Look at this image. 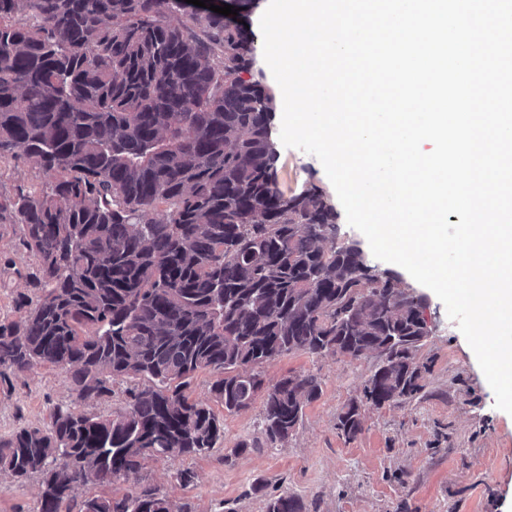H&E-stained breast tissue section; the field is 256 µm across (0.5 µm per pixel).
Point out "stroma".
Here are the masks:
<instances>
[{"label": "stroma", "instance_id": "1", "mask_svg": "<svg viewBox=\"0 0 512 512\" xmlns=\"http://www.w3.org/2000/svg\"><path fill=\"white\" fill-rule=\"evenodd\" d=\"M277 179L288 195L311 187L333 193L320 160L297 148L277 145ZM52 179L24 159H0V204L19 192L40 193ZM20 225L0 220V322L20 320L17 293L26 291L34 259L19 248ZM399 285L425 299L429 334L416 359L423 365V389L416 397L381 408L363 405V430L346 438L337 415L360 398L375 358L352 359L295 352L263 368L267 384L286 376L314 373L321 380L318 399L304 408L303 420L283 443H268L260 432L261 402L230 414L212 402L218 372L197 373L194 398L211 402L224 433L210 451L148 461L128 480L86 486L77 498L118 497L152 484L191 512H266L269 498L287 492L301 498L307 512H512V415L496 408L495 395L476 356L447 316L441 300L399 270ZM126 386L111 397L76 400L60 370L39 366L18 374L11 388H0V437L20 428H46L55 406L71 404L84 414H110L126 407ZM243 441L252 447L232 450ZM193 483L178 481L182 470ZM40 478L17 481L0 475V512H36Z\"/></svg>", "mask_w": 512, "mask_h": 512}]
</instances>
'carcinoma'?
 Returning a JSON list of instances; mask_svg holds the SVG:
<instances>
[{
    "label": "carcinoma",
    "mask_w": 512,
    "mask_h": 512,
    "mask_svg": "<svg viewBox=\"0 0 512 512\" xmlns=\"http://www.w3.org/2000/svg\"><path fill=\"white\" fill-rule=\"evenodd\" d=\"M253 55L240 22L184 0H0V159L54 178L0 205L22 226L38 290L17 295L22 320L0 323V387L38 364L63 371L78 401L129 384L120 413L59 407L50 427L0 439V471L41 476L38 512H73L81 485L213 448L224 428L190 392L203 370L222 374L210 394L228 413L263 396L272 444L321 394L314 374L263 387V366L289 353L387 351L394 363L363 389L377 407L423 389L407 370L428 335L421 299L393 273L359 280L361 252L336 243L324 190H280L273 96ZM355 415L352 402L337 416L348 438L363 429ZM305 509L288 494L266 505ZM78 512L189 508L146 485Z\"/></svg>",
    "instance_id": "1"
}]
</instances>
